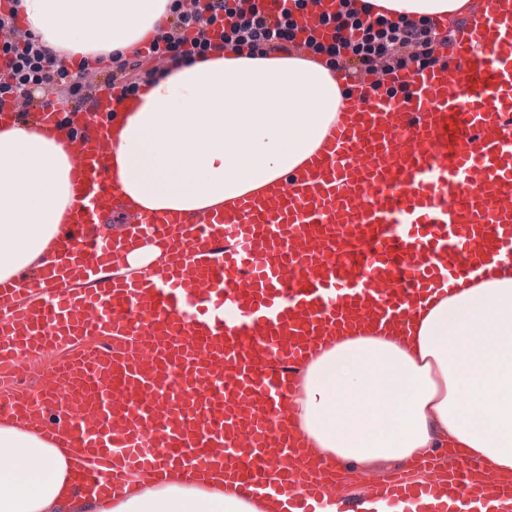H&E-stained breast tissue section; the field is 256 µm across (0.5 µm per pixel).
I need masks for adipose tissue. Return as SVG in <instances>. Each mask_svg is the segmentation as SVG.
<instances>
[{
  "label": "adipose tissue",
  "instance_id": "adipose-tissue-1",
  "mask_svg": "<svg viewBox=\"0 0 512 512\" xmlns=\"http://www.w3.org/2000/svg\"><path fill=\"white\" fill-rule=\"evenodd\" d=\"M483 0H349L359 16L418 21L482 7ZM178 0H5L57 64L135 56L160 36ZM357 82L325 56L235 51L218 45L157 69L138 94L116 100L105 122L109 177L132 211L195 214L246 193L289 187L339 118ZM75 203L71 165L57 139L27 121L0 125V282L27 287L67 259ZM293 416L308 455L326 468L370 472L459 448L483 472L512 480V263L440 288L412 305L403 335L365 327L327 344L302 370ZM0 512H289L287 495L244 487L212 467L188 478L177 464L134 475L115 495L79 479L90 460L67 433L47 439L0 416ZM321 512H403L373 494L348 502L323 486Z\"/></svg>",
  "mask_w": 512,
  "mask_h": 512
}]
</instances>
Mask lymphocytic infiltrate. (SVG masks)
<instances>
[{
  "instance_id": "obj_1",
  "label": "lymphocytic infiltrate",
  "mask_w": 512,
  "mask_h": 512,
  "mask_svg": "<svg viewBox=\"0 0 512 512\" xmlns=\"http://www.w3.org/2000/svg\"><path fill=\"white\" fill-rule=\"evenodd\" d=\"M243 0H207L205 7L176 13L170 28L154 40L156 55L184 53L203 54L211 48L207 30L220 26L224 44L232 49L267 46L274 51L291 52L297 20L294 12L301 0H291L276 22H269L257 9L243 8ZM337 29L350 30L352 39L333 44H317V51L327 53L337 70L357 76L363 72L379 73L381 81L391 80L393 74L411 66L424 68L440 64L436 54L437 33L430 25L413 26L387 19L361 18L336 14ZM7 58L9 68L0 71V103L5 99H21L35 104V92L49 91L57 98L81 109L91 104L105 86H120L122 93L139 90L150 79L142 63L119 62L104 80L73 82L68 72L50 62L42 46L27 32H20L14 17L0 15V58Z\"/></svg>"
}]
</instances>
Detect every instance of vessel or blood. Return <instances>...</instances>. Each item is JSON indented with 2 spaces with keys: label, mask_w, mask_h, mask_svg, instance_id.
<instances>
[{
  "label": "vessel or blood",
  "mask_w": 512,
  "mask_h": 512,
  "mask_svg": "<svg viewBox=\"0 0 512 512\" xmlns=\"http://www.w3.org/2000/svg\"><path fill=\"white\" fill-rule=\"evenodd\" d=\"M456 64L397 73L401 97L375 96L373 73L345 102L349 114L306 174L300 195L242 197L234 210L193 218L136 215L132 234L165 244L164 265L140 280L113 276L129 240H101L116 195L107 179L104 122L119 89L83 110L68 137L78 199L64 212L71 259L45 266L48 300L21 304L0 282V366L22 369L85 336L118 346L84 349L40 385L0 392V413L66 429L101 461L92 486L127 494L129 473L162 462L188 475L212 464L250 486L297 491L318 468L271 483V461L294 459L286 409L294 372L318 342L372 321L403 326L409 301L512 258V0L455 29ZM60 101L29 113L57 128ZM185 234L173 240L171 225ZM447 480L399 472L375 487L390 504L429 500L437 512H473L474 490L512 497V483H477L456 448Z\"/></svg>",
  "instance_id": "vessel-or-blood-1"
}]
</instances>
